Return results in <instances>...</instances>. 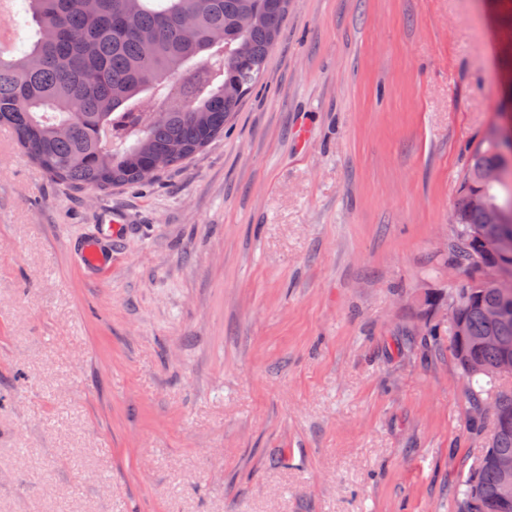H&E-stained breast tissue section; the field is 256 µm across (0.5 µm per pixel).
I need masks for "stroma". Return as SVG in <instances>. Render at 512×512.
Returning a JSON list of instances; mask_svg holds the SVG:
<instances>
[{
	"instance_id": "1",
	"label": "stroma",
	"mask_w": 512,
	"mask_h": 512,
	"mask_svg": "<svg viewBox=\"0 0 512 512\" xmlns=\"http://www.w3.org/2000/svg\"><path fill=\"white\" fill-rule=\"evenodd\" d=\"M510 70L512 0H289L147 185L55 183L0 127V512H449L494 415L433 302ZM107 224L108 227L102 236L88 240L82 246L80 259L84 266L89 268L102 267V252L104 247H112L113 243L119 240L121 236V225L125 224L124 218L120 215L112 216V219Z\"/></svg>"
}]
</instances>
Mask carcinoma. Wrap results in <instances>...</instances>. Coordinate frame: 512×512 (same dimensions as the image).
<instances>
[{
  "mask_svg": "<svg viewBox=\"0 0 512 512\" xmlns=\"http://www.w3.org/2000/svg\"><path fill=\"white\" fill-rule=\"evenodd\" d=\"M36 26L26 47L0 55V126L56 182L103 192L139 186L146 168H173L224 135V126L262 81L269 54L288 15V0H20ZM250 23L240 29V19ZM195 35L186 37V21ZM161 103L145 112L146 99ZM497 167L499 181L486 184L482 171ZM480 194L498 207L506 224L490 226L481 210L466 206ZM460 212L448 256L460 280L446 300L460 306L467 335L448 329L460 374L483 395L498 397L507 425L494 422L492 443L454 492L455 512H512L502 498L496 468L486 455L512 456V388L487 390L495 377L477 366L498 360L512 347V298L492 287L512 275V258L474 264V234H500L512 255V157L490 138L471 153L459 184ZM499 306L506 317L485 315ZM494 335L502 346H485Z\"/></svg>",
  "mask_w": 512,
  "mask_h": 512,
  "instance_id": "carcinoma-1",
  "label": "carcinoma"
}]
</instances>
